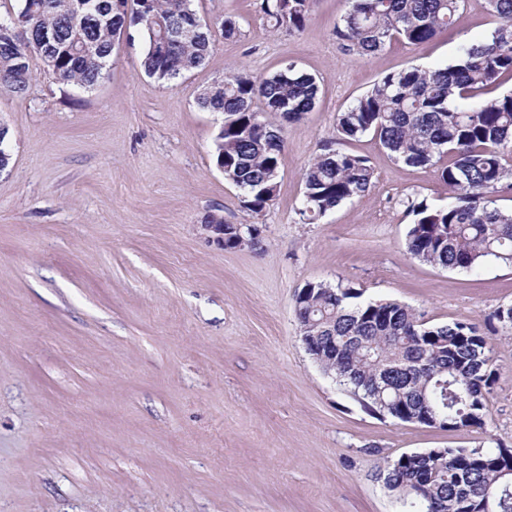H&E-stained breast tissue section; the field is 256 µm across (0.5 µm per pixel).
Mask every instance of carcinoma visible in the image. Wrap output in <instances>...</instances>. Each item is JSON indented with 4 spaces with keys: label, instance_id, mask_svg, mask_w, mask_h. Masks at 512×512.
Masks as SVG:
<instances>
[{
    "label": "carcinoma",
    "instance_id": "1",
    "mask_svg": "<svg viewBox=\"0 0 512 512\" xmlns=\"http://www.w3.org/2000/svg\"><path fill=\"white\" fill-rule=\"evenodd\" d=\"M90 14L79 15L76 0H19L15 14L0 17L12 34L0 37V89L27 90L29 46L43 34L55 35L39 54L56 80L90 90L106 78L119 30L139 27L146 47V75L169 82L201 67L214 45L213 31L171 44L164 57L153 51L161 27L177 28L192 0H90ZM312 0H262L274 30L304 28ZM501 21L491 37L462 49L444 67L411 66L389 73L337 114V140L373 135L398 161L434 167L450 201H407L413 222L406 234L410 258L444 269L473 271L486 263L512 266V211L495 205L512 178V93L492 99L482 91L512 78V0H486ZM465 0H351L336 25L342 46L372 57L393 41L427 43L453 25ZM316 79L289 64L256 78L234 74L199 94L201 108L224 115L214 160L224 159L231 179L253 213L269 206L280 178L283 128L316 105ZM471 100L467 106L460 100ZM279 116L281 123L255 124L254 108ZM373 180L369 160L325 144L303 173L300 215L313 222L339 205L365 197ZM306 297L295 295L300 337L309 341L323 371L372 413L404 422L427 415L456 428L480 427L488 414L486 394L494 382L490 338L470 323L419 325L412 308L391 301H362L339 281L308 282ZM498 448H449L441 453L401 456L383 470L386 486L399 493L419 488L413 501L436 503L434 512H481L478 496L493 512H512V477L497 464Z\"/></svg>",
    "mask_w": 512,
    "mask_h": 512
}]
</instances>
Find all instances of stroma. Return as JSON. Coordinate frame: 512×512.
Instances as JSON below:
<instances>
[{"instance_id": "stroma-1", "label": "stroma", "mask_w": 512, "mask_h": 512, "mask_svg": "<svg viewBox=\"0 0 512 512\" xmlns=\"http://www.w3.org/2000/svg\"><path fill=\"white\" fill-rule=\"evenodd\" d=\"M261 0H193L235 19L198 69L162 83L130 29L85 91L31 56L25 94L0 92L11 165L0 174V512H404L386 461L432 448L512 449V338L490 353L480 428L403 423L366 411L313 362L293 303L306 283L344 282L427 324L484 326L512 303V267L478 272L411 259L404 199L448 200L433 169L366 136L368 197L312 224L302 173L336 139V115L382 76L452 63L499 26L486 0L418 46L373 58L333 34L348 0H313L302 31H275ZM315 76L314 109L284 132L279 189L255 214L216 168L221 116L201 89L243 69ZM259 229L224 249L208 215Z\"/></svg>"}]
</instances>
